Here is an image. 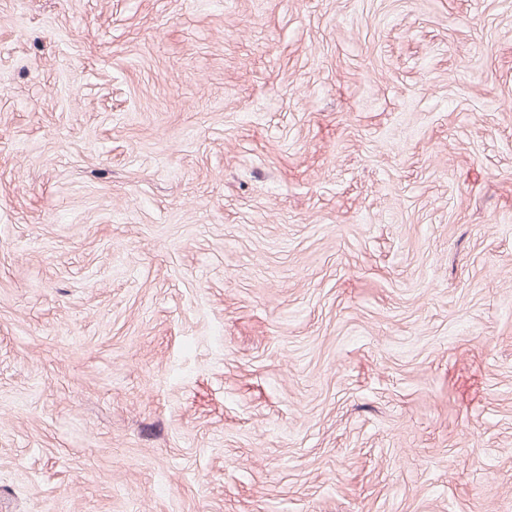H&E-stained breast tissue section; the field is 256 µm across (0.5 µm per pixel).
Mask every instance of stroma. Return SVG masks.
<instances>
[{"label": "stroma", "instance_id": "1", "mask_svg": "<svg viewBox=\"0 0 512 512\" xmlns=\"http://www.w3.org/2000/svg\"><path fill=\"white\" fill-rule=\"evenodd\" d=\"M0 512H512V0H0Z\"/></svg>", "mask_w": 512, "mask_h": 512}]
</instances>
